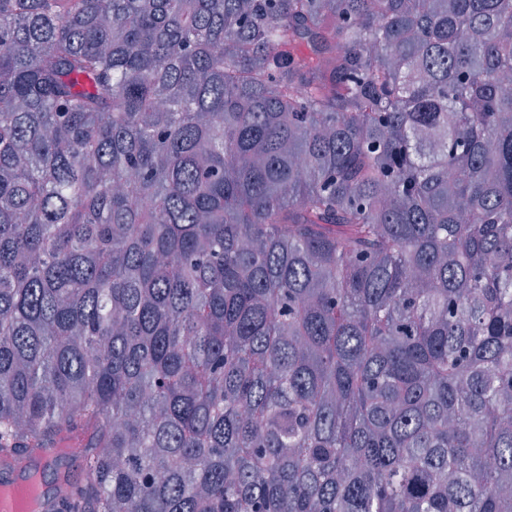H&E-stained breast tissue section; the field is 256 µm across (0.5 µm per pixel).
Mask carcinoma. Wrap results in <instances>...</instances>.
Here are the masks:
<instances>
[{"label": "carcinoma", "mask_w": 512, "mask_h": 512, "mask_svg": "<svg viewBox=\"0 0 512 512\" xmlns=\"http://www.w3.org/2000/svg\"><path fill=\"white\" fill-rule=\"evenodd\" d=\"M67 512H512V0H0V459Z\"/></svg>", "instance_id": "carcinoma-1"}]
</instances>
